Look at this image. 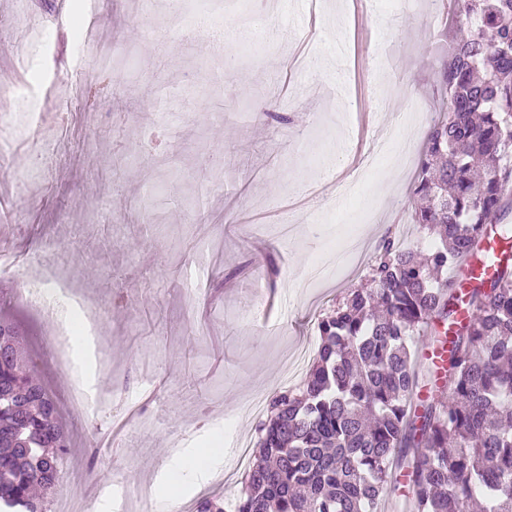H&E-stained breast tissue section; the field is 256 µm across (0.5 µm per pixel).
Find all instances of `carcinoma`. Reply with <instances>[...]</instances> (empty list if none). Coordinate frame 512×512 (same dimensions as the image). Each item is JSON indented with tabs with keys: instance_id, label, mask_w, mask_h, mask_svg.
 <instances>
[{
	"instance_id": "cac0c4a2",
	"label": "carcinoma",
	"mask_w": 512,
	"mask_h": 512,
	"mask_svg": "<svg viewBox=\"0 0 512 512\" xmlns=\"http://www.w3.org/2000/svg\"><path fill=\"white\" fill-rule=\"evenodd\" d=\"M463 32L439 72L446 101L414 192L425 257L390 236L318 323L299 386L275 395L236 512H512V264L469 292L456 318L448 269L478 252L512 184V0H457ZM449 344L417 368L411 339L434 320ZM18 327L0 317V512H48L66 438ZM195 512H224L214 496Z\"/></svg>"
}]
</instances>
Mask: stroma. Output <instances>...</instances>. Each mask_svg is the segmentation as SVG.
<instances>
[{
  "label": "stroma",
  "mask_w": 512,
  "mask_h": 512,
  "mask_svg": "<svg viewBox=\"0 0 512 512\" xmlns=\"http://www.w3.org/2000/svg\"><path fill=\"white\" fill-rule=\"evenodd\" d=\"M87 0H0V168L8 248L65 267L73 296L102 308L97 343L122 382L83 369L94 406L69 410L71 372L51 358L54 317L21 299L26 273L0 275L1 311L24 330L39 381L70 431L62 477L90 493L86 512H167L137 503L143 484L177 482L179 500L241 488L239 453L255 448L266 410L243 403L290 389L285 364L318 346V321L360 286L343 265L313 276L320 251L352 237L373 257L384 237L413 232L418 155L356 179L366 154L412 107L434 112L438 74L459 31L413 0L365 33L357 0H239L265 15V50L236 48L235 66L200 55L203 4L173 14L140 0H97L94 37L124 56L117 72L75 36ZM169 28L158 58L151 31ZM70 102L59 118L58 99ZM48 143L37 152L34 137ZM272 257L280 288L260 261ZM163 412L144 431L139 421ZM192 448L222 453L223 485L197 487Z\"/></svg>",
  "instance_id": "stroma-1"
}]
</instances>
